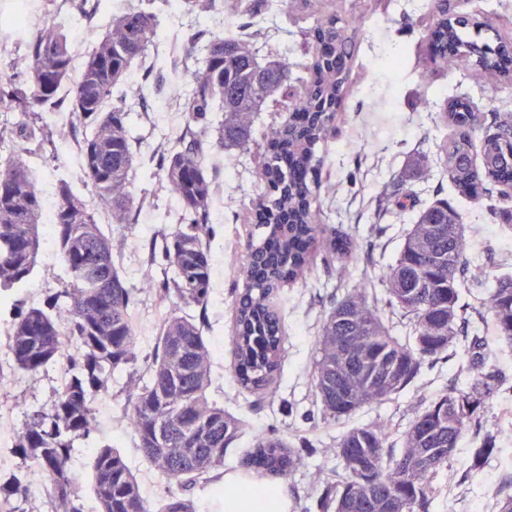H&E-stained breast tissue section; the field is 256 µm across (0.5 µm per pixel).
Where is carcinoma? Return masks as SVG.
I'll use <instances>...</instances> for the list:
<instances>
[{
    "mask_svg": "<svg viewBox=\"0 0 512 512\" xmlns=\"http://www.w3.org/2000/svg\"><path fill=\"white\" fill-rule=\"evenodd\" d=\"M232 17L242 16L241 35L190 27L183 48L194 60L190 84L181 94L183 131L162 147L161 178L177 199L180 223L163 235L161 253L151 250L143 288L159 302L172 304L159 324L149 360L137 366L134 307L139 289L124 279L115 256L118 245L98 224L105 207L114 224H128L135 207L129 190L136 153L128 126L127 97L114 92L128 84L134 65L158 50L156 14L132 5L115 16L97 46L84 60L72 87L69 111L84 129L80 147L86 199L62 182L57 188L53 237L67 280L41 306L15 315L9 324L13 370L45 374L66 356L72 378L54 390L51 404L23 411L15 454L20 463L0 481V512H26L35 495L27 479L37 468L51 486L50 499L65 512H196L194 501L170 491L157 504L142 494L124 457L109 443L89 454L88 467L96 507L88 510L73 468L75 441L95 432L96 397L112 377L127 373L125 414L138 438L144 460L182 490L217 480L224 452L238 438L241 423L209 399L212 349L204 331L211 293L212 264L207 248L210 207L215 193L206 157L213 142L226 149H248L258 116L267 102L293 79L303 86L288 122L263 128L265 149L258 177L262 192L252 218L256 233L249 242L232 314V370L238 385L263 401L278 395L285 327L273 297L290 283L306 281L319 252L345 257L353 238L327 227L323 215L335 189L321 180L329 125L341 108L350 73L344 62L354 57L356 41L336 30L356 31L347 0H335L326 14H309L299 27L309 58L291 63L288 54L263 53L269 41L288 32L277 17L292 12L294 0H183ZM433 60H448V49L464 70L479 67L493 75L512 69L505 48L477 41L468 22L448 21V0H433L430 10ZM14 75L0 82V112H16L13 151L0 157V294L22 287L33 275L40 254L43 200L21 152L26 144L43 146L63 130L42 120V110L57 102L72 74L67 34L53 23L30 31L27 51L16 57ZM450 136L429 154L411 159L415 174L439 169L465 199L493 198L488 214L512 224V196L498 194L512 184V113L494 112L490 125L496 140H481V164L474 163V131L481 124L468 97L458 96L440 113ZM416 182L405 179L375 213V223L412 213L411 225L395 262L382 282L387 304L407 320L414 343L392 333L366 291L348 292L326 315L317 340L314 392L326 417H349L403 393L427 361L447 356L459 334V289L485 288L486 266L476 260V241L466 236L462 214L439 199L422 208ZM495 331L512 345V276L486 288L482 299ZM476 329L465 353L468 382L423 404L398 437L390 425L375 422L354 427L337 443L341 470L324 483L320 512H431L433 481L448 468L460 442L504 380L499 365L484 351ZM497 451L490 435L472 449L470 472L479 471ZM245 480L284 478L308 466V454L274 431L259 432L241 457Z\"/></svg>",
    "mask_w": 512,
    "mask_h": 512,
    "instance_id": "cac0c4a2",
    "label": "carcinoma"
}]
</instances>
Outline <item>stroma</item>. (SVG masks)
<instances>
[{"label":"stroma","instance_id":"stroma-1","mask_svg":"<svg viewBox=\"0 0 512 512\" xmlns=\"http://www.w3.org/2000/svg\"><path fill=\"white\" fill-rule=\"evenodd\" d=\"M428 3L404 0L387 10L375 0H357L350 7L359 20L358 51L350 93L337 115L336 132L326 146L322 176L336 186L329 222L349 233L356 248L331 265L315 262L306 282L282 289L278 302L287 339L279 395L270 403L241 389L231 371L232 306L236 289L242 284L240 273L249 241L246 214L261 192L260 148L252 146L250 152L232 162L217 146L208 159L217 185L210 215L215 236L210 243L212 290L205 329L213 350V383L208 393L247 429L246 435L225 451L219 474L225 477L239 473V462L250 446L249 434L253 431L273 429L293 447H310L311 470L273 481L288 500V512H318L320 488L313 483L312 470L323 467L325 477H332L338 466L336 442L344 432L374 421L406 429L421 402L467 379V357L459 350L436 363L425 364L419 378L401 395L341 420L323 417L311 380L322 321L347 290L364 288L369 303L380 308L385 305L382 273L394 262L406 227L393 220L376 227L372 214L407 170L409 152L434 146L448 136V128L441 126L438 118L444 98L469 93L475 111L484 116L512 101V83L492 81L478 69L461 71L452 60L430 61L428 48L421 42ZM155 71L167 81H185L188 63L181 43H174L160 62L148 57L134 68V85L139 92L130 125L137 160L129 189L135 198V219L110 229L112 237L125 241L118 266L128 284L140 290L137 347L142 358L151 352L156 326L170 311L154 293L140 289L146 272L144 258L149 246H161L163 232L179 218L178 203L158 174L159 145L169 136L170 119L163 110L165 94L155 92L148 80ZM425 94L432 100L427 111L417 104L418 97ZM40 157L42 177L37 188L44 198L54 197L62 181L69 182L78 194L91 196L89 186L71 178L70 157L60 146L50 147ZM424 185L423 202L445 199L463 214L465 233L479 243L489 279L512 276V227L489 220L487 199H461L449 180L437 175L425 180ZM484 340L490 357L504 369L506 380L486 404L480 432L465 434L456 455L435 481L431 512H496L497 502L512 495V486L507 483L512 477V422L503 417L505 410H512V349L489 328L484 331ZM125 381V375H116L111 391L96 398V431L84 445L90 448L98 440L111 442L135 474L143 496L155 502L166 495L171 483L150 468L137 448L134 432L124 426ZM53 389L48 374L30 378L22 387H0V408L11 412L10 417L0 420V434L15 437L24 410L48 402ZM487 431L497 433L500 451L482 471L469 473V451Z\"/></svg>","mask_w":512,"mask_h":512}]
</instances>
